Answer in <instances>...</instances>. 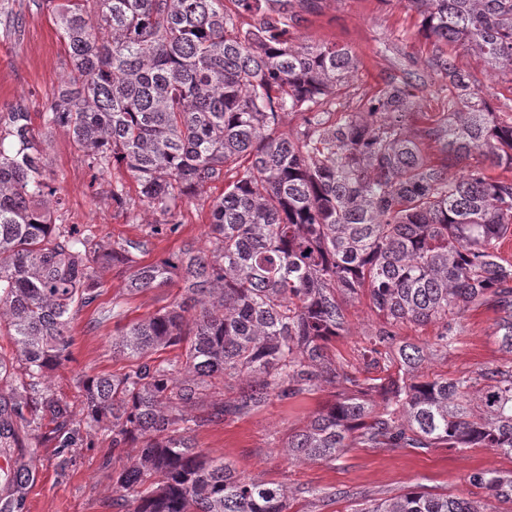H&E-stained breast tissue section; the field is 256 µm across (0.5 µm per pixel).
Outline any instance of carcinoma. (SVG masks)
Masks as SVG:
<instances>
[{
	"instance_id": "1",
	"label": "carcinoma",
	"mask_w": 512,
	"mask_h": 512,
	"mask_svg": "<svg viewBox=\"0 0 512 512\" xmlns=\"http://www.w3.org/2000/svg\"><path fill=\"white\" fill-rule=\"evenodd\" d=\"M67 48V70L40 113L0 115V454L55 441L73 447L69 405L43 384L69 359L70 323L102 295L98 270L124 278L108 317L129 299L175 286L166 306L112 341L136 364L81 380L79 423L129 448L112 470V505L124 512H289L285 486L242 476L196 450L207 424L251 415L324 385L345 390L288 437L296 461L333 462L351 448H493L512 457V362L476 376L419 374L458 343L470 307L499 313L495 335L512 353V117L492 111L458 51L512 75V0H400L432 42L419 62L354 109L342 102L359 68L345 46L308 45L291 30L322 0H46ZM440 79L448 111L412 134L418 94ZM294 114L300 122L281 125ZM69 132L92 179L124 168L106 198L143 205L150 235H176L184 203L224 184L209 215V246L186 242L143 264L144 243L94 225L58 224L65 198L45 171L47 133ZM440 145L433 163L425 142ZM368 296L379 321L356 361L336 360L347 307ZM437 325L424 346L401 326ZM382 399L377 406L373 396ZM48 416L54 427L39 433ZM36 457L5 474L0 512H23ZM486 500L410 489L355 512H492L512 503V472L476 470Z\"/></svg>"
}]
</instances>
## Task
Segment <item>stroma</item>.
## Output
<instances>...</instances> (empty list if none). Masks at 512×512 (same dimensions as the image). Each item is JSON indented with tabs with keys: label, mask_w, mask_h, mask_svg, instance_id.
Returning a JSON list of instances; mask_svg holds the SVG:
<instances>
[{
	"label": "stroma",
	"mask_w": 512,
	"mask_h": 512,
	"mask_svg": "<svg viewBox=\"0 0 512 512\" xmlns=\"http://www.w3.org/2000/svg\"><path fill=\"white\" fill-rule=\"evenodd\" d=\"M9 6V15H0V113L22 104L36 116L59 84L65 46L48 8L38 6L37 0H9ZM293 35L309 44L350 47L360 61L350 89L359 96L377 94L401 57L423 60L432 50L430 40L418 32L417 14L394 0H323L320 12L309 16ZM456 64L470 75L494 111L504 118L512 116V79L491 76L483 59L471 51H458ZM46 155L47 174L67 200L65 223L95 224L105 233L117 230L130 239L147 241L142 257L146 263L168 257L184 242L206 243L210 205L223 193V185L207 189L183 206L179 234L153 237L148 227L150 212L124 213L104 197L109 182L123 178L124 170L92 178L63 129L49 134ZM101 280L102 296L71 323V359L52 372L47 382L50 394L67 402L76 418L81 415L80 380L119 368L112 359L113 336L177 294L173 287L138 294L130 300L126 318L102 322L100 308L124 283L111 270L103 271ZM347 316L350 333L338 337L334 348L340 360L356 358L366 344V333L377 322L365 298L349 306ZM495 319L491 308L468 309L458 320L457 348L448 356L426 361L423 374L457 377L512 360L493 336ZM338 392V387L327 385L288 404L276 401L247 417L203 426L196 442L204 453L231 463L238 473L286 486L290 512H351L359 502L386 499L418 486L435 494L478 499L481 490L467 480L471 472L512 471V458L490 448H353L329 463L288 459L283 447L289 435L304 428ZM36 456L35 479L23 512H114L110 475L123 461L113 456L106 432L80 428L73 448L61 453L54 443L45 442L37 446ZM330 490L344 491L345 496L334 502L322 500L321 492Z\"/></svg>",
	"instance_id": "35a3bbf8"
}]
</instances>
